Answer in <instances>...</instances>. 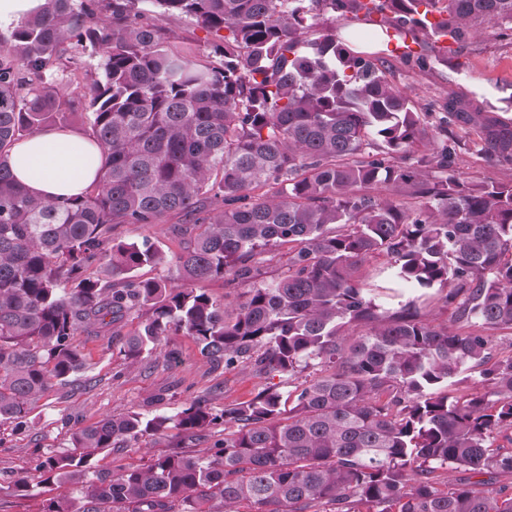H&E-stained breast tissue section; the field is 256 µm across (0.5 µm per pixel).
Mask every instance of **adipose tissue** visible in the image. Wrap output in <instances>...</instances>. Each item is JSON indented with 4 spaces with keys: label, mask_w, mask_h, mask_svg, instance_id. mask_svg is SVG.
<instances>
[{
    "label": "adipose tissue",
    "mask_w": 512,
    "mask_h": 512,
    "mask_svg": "<svg viewBox=\"0 0 512 512\" xmlns=\"http://www.w3.org/2000/svg\"><path fill=\"white\" fill-rule=\"evenodd\" d=\"M98 151L89 136L46 128L15 144L13 173L34 195L51 200L79 195L95 176L87 156Z\"/></svg>",
    "instance_id": "ef3b65f1"
}]
</instances>
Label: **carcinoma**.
<instances>
[{"instance_id": "cac0c4a2", "label": "carcinoma", "mask_w": 512, "mask_h": 512, "mask_svg": "<svg viewBox=\"0 0 512 512\" xmlns=\"http://www.w3.org/2000/svg\"><path fill=\"white\" fill-rule=\"evenodd\" d=\"M369 2L42 0L0 35V420L26 430L36 400L86 369L80 332L119 337L129 360L182 333L216 367L318 371L220 414L193 400L78 429L73 450L35 465L59 490L43 512H512L508 487L479 490L481 475L512 476V352L493 356L482 334L512 329V178L469 180L448 136L466 124L512 168V123L455 92L429 122L391 62L327 22L409 37L421 52L402 58L425 70L448 65L427 52L450 36L512 33V0ZM157 16L195 21L208 59L174 47ZM66 43L100 60L63 95L48 67ZM49 124H87L101 146L80 196L36 197L12 173L13 145ZM173 213L172 260L117 237ZM282 248L287 271L268 279L260 256ZM379 257L401 292L436 295L383 307L356 277ZM170 264L173 278L136 275ZM226 275L252 283L232 308L204 288ZM431 303L454 321L437 322ZM471 370L487 389L441 390ZM221 427L203 453L178 443L141 468L92 463L146 435ZM458 470L473 480L453 481Z\"/></svg>"}]
</instances>
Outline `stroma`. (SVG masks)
<instances>
[{
	"mask_svg": "<svg viewBox=\"0 0 512 512\" xmlns=\"http://www.w3.org/2000/svg\"><path fill=\"white\" fill-rule=\"evenodd\" d=\"M157 23L171 32L174 45L190 57L207 55L206 33L194 21L161 17ZM394 78L416 93L421 106L456 92L483 102L498 118L512 119V38H501L497 28H487L458 45L449 65H435L422 72L395 62ZM451 132L458 143V165L470 180L512 177V170L493 165L481 153L480 140L471 129L455 126ZM180 223V216L175 215L160 224H126L120 232L124 241L146 240L172 254L180 250ZM73 342L85 356L86 371L70 385L52 387L41 397L30 415L28 432L17 433L11 422H0V512H42L45 500L56 495V487L41 484L16 495L11 485L18 478L33 476L36 458L70 449L73 433L102 416L127 411L171 415L198 398L220 412L225 406L250 399L271 382L269 376L249 367H212L195 342L182 334L168 337L159 350L144 353L135 361L124 359L103 335L81 333ZM168 350L177 352L176 365L164 361L162 354ZM176 440L173 431L145 437L138 449L105 452L94 461L101 469L138 468Z\"/></svg>",
	"mask_w": 512,
	"mask_h": 512,
	"instance_id": "obj_1",
	"label": "stroma"
}]
</instances>
